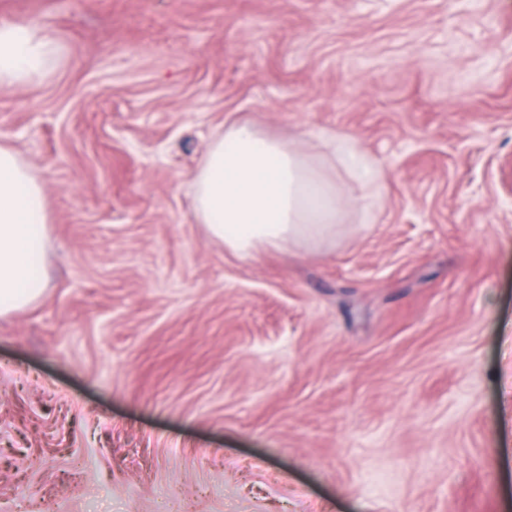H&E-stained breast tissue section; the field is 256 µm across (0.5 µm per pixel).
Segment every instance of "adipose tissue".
<instances>
[{
  "mask_svg": "<svg viewBox=\"0 0 512 512\" xmlns=\"http://www.w3.org/2000/svg\"><path fill=\"white\" fill-rule=\"evenodd\" d=\"M56 51L44 23H0V86L43 79ZM329 159L355 170L379 192L385 174L365 167L347 136L331 139ZM193 210L212 238L239 256L261 247L324 237L338 223L342 198L335 173L287 140L234 120L211 141L190 180ZM48 244L43 186L13 148L0 145V316L37 301L47 286Z\"/></svg>",
  "mask_w": 512,
  "mask_h": 512,
  "instance_id": "ef3b65f1",
  "label": "adipose tissue"
}]
</instances>
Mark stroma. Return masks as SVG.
<instances>
[{
    "label": "stroma",
    "mask_w": 512,
    "mask_h": 512,
    "mask_svg": "<svg viewBox=\"0 0 512 512\" xmlns=\"http://www.w3.org/2000/svg\"><path fill=\"white\" fill-rule=\"evenodd\" d=\"M48 280L0 317V512H512V0H0ZM344 169L240 257L189 189L225 122ZM55 51V38L47 24L0 23V86L41 81Z\"/></svg>",
    "instance_id": "obj_1"
}]
</instances>
